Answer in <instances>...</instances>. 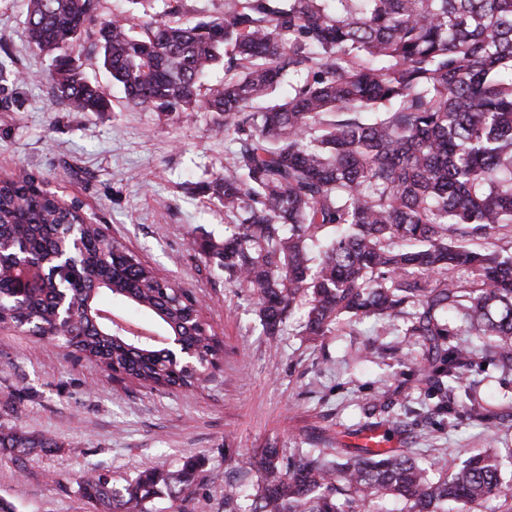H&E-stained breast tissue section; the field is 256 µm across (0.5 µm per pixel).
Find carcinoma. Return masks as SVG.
Here are the masks:
<instances>
[{"label":"carcinoma","instance_id":"1","mask_svg":"<svg viewBox=\"0 0 512 512\" xmlns=\"http://www.w3.org/2000/svg\"><path fill=\"white\" fill-rule=\"evenodd\" d=\"M95 0H27L30 47L52 56L57 97L76 112H107L111 100L70 64L73 33L93 21ZM102 67L134 106L219 115L233 137V162L205 186L224 202L238 231L201 238L199 250L257 296L275 335L298 300L302 335L320 337L343 314L395 318L418 309L409 335L427 350L421 381L432 411L448 413V388L471 366L448 344L452 312L468 333L495 338L512 365V257L463 244L512 226V0H227L209 21H153L138 34L115 16L101 23ZM224 83L203 98L200 80L218 64ZM288 78V97L268 100ZM79 213L23 175L0 180V259L40 262L58 247L62 222ZM71 299L78 319L54 325L52 275L17 298L0 279V323L45 328L78 357L153 389H190L201 378L177 373L163 347L135 343L109 318L82 311L103 298L127 302L179 333L199 361L219 349L183 289L157 277L98 224H87ZM473 276L461 288L448 278ZM51 439L0 423V452L18 465ZM196 459L176 472L144 471L117 488L93 471L76 480L92 512H157L160 489L177 512H198ZM255 483L224 488V512H384L397 496L409 512H447L497 496L512 498L494 453L426 466L406 448H343L332 454L268 448Z\"/></svg>","mask_w":512,"mask_h":512}]
</instances>
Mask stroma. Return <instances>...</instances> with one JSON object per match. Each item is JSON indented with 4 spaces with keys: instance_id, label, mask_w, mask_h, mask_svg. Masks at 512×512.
<instances>
[{
    "instance_id": "1",
    "label": "stroma",
    "mask_w": 512,
    "mask_h": 512,
    "mask_svg": "<svg viewBox=\"0 0 512 512\" xmlns=\"http://www.w3.org/2000/svg\"><path fill=\"white\" fill-rule=\"evenodd\" d=\"M224 0H99L78 53L82 68L112 101L108 112H73L45 76L49 56L26 37V0H0V178L26 170L47 190L81 202L159 277L190 291L223 344L218 370L191 390L156 391L115 380L93 361L48 337L0 327V421L59 442L24 468L0 454V502L13 512H87L76 476L97 469L115 486L139 472L202 461L204 512H224L225 484L254 481L263 449L343 448L378 429L426 462L466 459L493 449L512 484V369L478 349L460 315H449L451 345L475 349L464 388L448 393L455 409L482 408L487 421L449 428L431 414L418 369L424 348L408 328L414 307L394 319L340 316L327 336H301L304 307L276 335L256 313L253 289L226 280L194 242L236 229L202 184L224 171L235 142L216 131L217 115L161 114L127 105L94 50L101 21L122 14L210 20Z\"/></svg>"
}]
</instances>
